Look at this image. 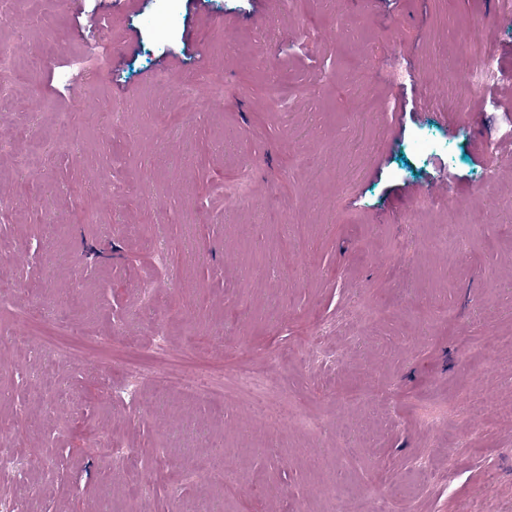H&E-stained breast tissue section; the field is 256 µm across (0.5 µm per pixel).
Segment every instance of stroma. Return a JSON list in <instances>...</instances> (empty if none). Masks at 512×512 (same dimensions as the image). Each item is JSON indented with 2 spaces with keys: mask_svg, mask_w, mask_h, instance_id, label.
Segmentation results:
<instances>
[{
  "mask_svg": "<svg viewBox=\"0 0 512 512\" xmlns=\"http://www.w3.org/2000/svg\"><path fill=\"white\" fill-rule=\"evenodd\" d=\"M0 12V427L31 481L0 475L11 512H512V98L420 93L485 46L512 72L497 0ZM442 175L444 214L412 193ZM28 307L88 348L40 354ZM189 341L224 400L152 386ZM242 368L319 429L268 416Z\"/></svg>",
  "mask_w": 512,
  "mask_h": 512,
  "instance_id": "35a3bbf8",
  "label": "stroma"
}]
</instances>
